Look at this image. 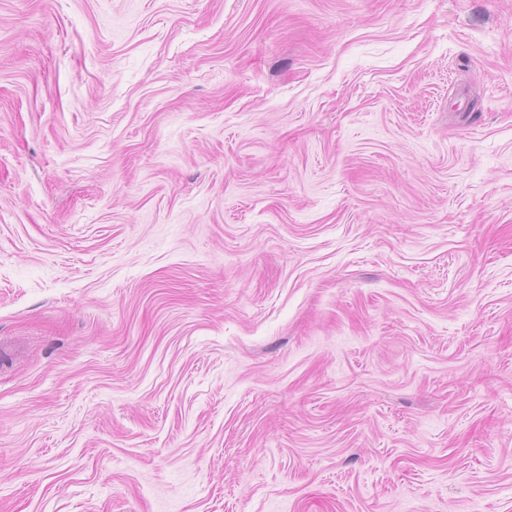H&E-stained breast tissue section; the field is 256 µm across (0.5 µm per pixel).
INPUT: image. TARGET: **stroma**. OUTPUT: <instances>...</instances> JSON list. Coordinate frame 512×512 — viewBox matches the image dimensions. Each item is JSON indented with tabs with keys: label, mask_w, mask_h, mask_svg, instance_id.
<instances>
[{
	"label": "stroma",
	"mask_w": 512,
	"mask_h": 512,
	"mask_svg": "<svg viewBox=\"0 0 512 512\" xmlns=\"http://www.w3.org/2000/svg\"><path fill=\"white\" fill-rule=\"evenodd\" d=\"M0 512H512V0H0Z\"/></svg>",
	"instance_id": "35a3bbf8"
}]
</instances>
